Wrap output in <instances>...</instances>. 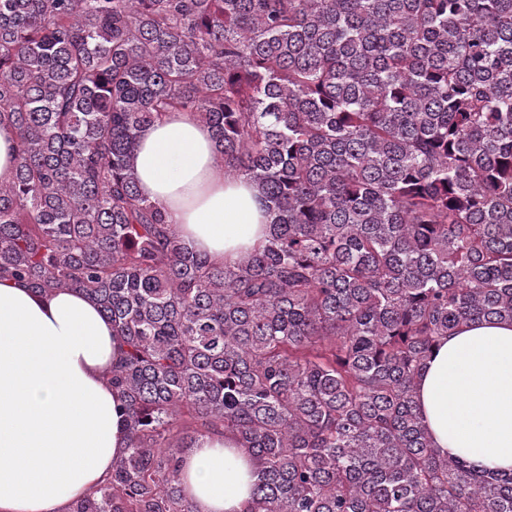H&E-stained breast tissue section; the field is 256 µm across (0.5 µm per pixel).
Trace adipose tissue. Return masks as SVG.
<instances>
[{
  "label": "adipose tissue",
  "instance_id": "1",
  "mask_svg": "<svg viewBox=\"0 0 512 512\" xmlns=\"http://www.w3.org/2000/svg\"><path fill=\"white\" fill-rule=\"evenodd\" d=\"M214 156L208 127L170 112L141 134L137 179L183 242L233 265L264 241L269 217L258 189ZM117 357L112 324L90 299L0 280V512H64L109 475L127 445L106 377ZM417 399L441 454L512 470V322L443 338ZM180 466L197 512H244L255 466L234 438L204 437Z\"/></svg>",
  "mask_w": 512,
  "mask_h": 512
}]
</instances>
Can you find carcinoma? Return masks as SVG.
Listing matches in <instances>:
<instances>
[{
	"mask_svg": "<svg viewBox=\"0 0 512 512\" xmlns=\"http://www.w3.org/2000/svg\"><path fill=\"white\" fill-rule=\"evenodd\" d=\"M181 110L271 217L236 266L140 193ZM0 126V279L87 296L122 354L127 447L66 512H195L181 457L224 433L244 512H512L416 393L512 321V0H0ZM16 163V143L13 133L0 128V181L9 180Z\"/></svg>",
	"mask_w": 512,
	"mask_h": 512,
	"instance_id": "cac0c4a2",
	"label": "carcinoma"
}]
</instances>
